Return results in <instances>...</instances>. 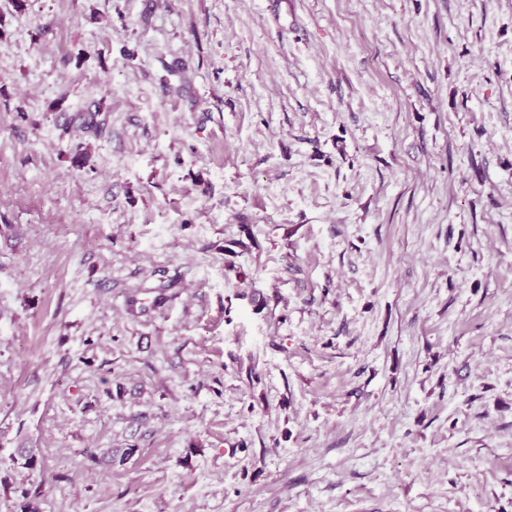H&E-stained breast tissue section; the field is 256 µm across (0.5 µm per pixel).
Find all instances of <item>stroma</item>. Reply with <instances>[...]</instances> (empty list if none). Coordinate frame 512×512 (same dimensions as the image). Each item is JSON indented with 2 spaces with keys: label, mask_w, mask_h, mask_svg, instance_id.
I'll return each instance as SVG.
<instances>
[{
  "label": "stroma",
  "mask_w": 512,
  "mask_h": 512,
  "mask_svg": "<svg viewBox=\"0 0 512 512\" xmlns=\"http://www.w3.org/2000/svg\"><path fill=\"white\" fill-rule=\"evenodd\" d=\"M512 0H0V512H512Z\"/></svg>",
  "instance_id": "stroma-1"
}]
</instances>
